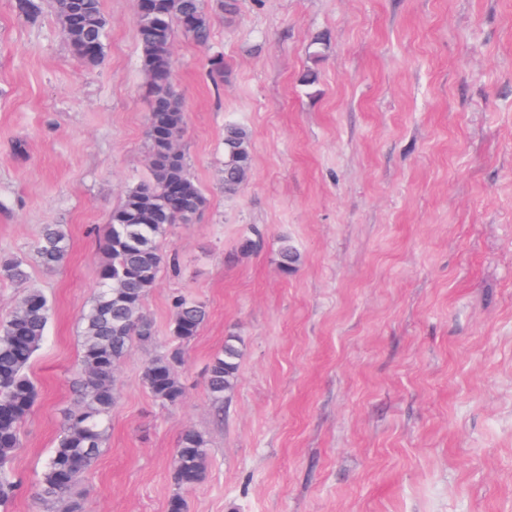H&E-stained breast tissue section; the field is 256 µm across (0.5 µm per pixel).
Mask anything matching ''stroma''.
<instances>
[{"label":"stroma","instance_id":"obj_1","mask_svg":"<svg viewBox=\"0 0 512 512\" xmlns=\"http://www.w3.org/2000/svg\"><path fill=\"white\" fill-rule=\"evenodd\" d=\"M237 5L228 18L206 0L221 86L199 47L173 42L179 146L206 204L160 242L178 265L143 303L154 343L115 370L85 512H167L187 429L209 448L188 512H512V0ZM102 8L106 58L90 70L51 0L34 23L0 0V254L31 255L45 224L71 239L60 267L29 266L52 316L13 462L26 489L9 512H37L43 463L78 397L103 229L149 177L132 0ZM310 68L318 80L302 85ZM229 122L252 142L233 195L220 182ZM284 237L301 252L291 274ZM180 294L208 318L184 347V396L164 407L142 369L170 347ZM231 335L242 359L218 407L206 370Z\"/></svg>","mask_w":512,"mask_h":512}]
</instances>
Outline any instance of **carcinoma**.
Masks as SVG:
<instances>
[{"instance_id": "carcinoma-1", "label": "carcinoma", "mask_w": 512, "mask_h": 512, "mask_svg": "<svg viewBox=\"0 0 512 512\" xmlns=\"http://www.w3.org/2000/svg\"><path fill=\"white\" fill-rule=\"evenodd\" d=\"M152 9L133 0L137 23L140 65L149 97L147 117L148 168L150 177L127 190L122 203L112 210L103 234L104 259L98 271L99 288L81 317V360L75 370L79 395L63 411V429L43 466L36 504L50 507L63 503L66 512H83V503L73 496L98 461L107 440L109 417L115 400L114 367L134 343H148L150 325L143 302L155 285L168 256L160 240L175 224L186 223L184 208L205 205V197L188 171L186 157L171 164L161 155L153 130L178 142L185 126V112L174 84L172 42L175 31L208 52L209 76L214 85L224 81V55L212 50V21L204 0H150ZM62 35L72 51L94 48L80 61L87 67L103 64L106 56L107 18L101 0H54ZM251 167L249 131L235 123L224 125V166L221 183L227 194L236 193ZM70 251L69 235L62 224H45L33 249L34 260L45 269L61 265ZM280 266L285 273L296 270L298 248L281 239ZM28 259L18 255L0 258V277L25 286L8 319L0 322V512L22 491L23 482L11 469L22 448L20 430L38 397L27 374L39 350L50 319L45 293L27 286ZM171 335L175 346L155 354L144 366L142 379L151 397L161 405H174L185 388L177 374L182 346L193 340L208 317L206 306L192 298L174 300ZM242 358L239 339L228 336L224 348L208 366L206 386L213 403H224L236 382ZM204 436L185 431L172 461L175 492L168 512H187L184 492L199 485L208 466Z\"/></svg>"}]
</instances>
